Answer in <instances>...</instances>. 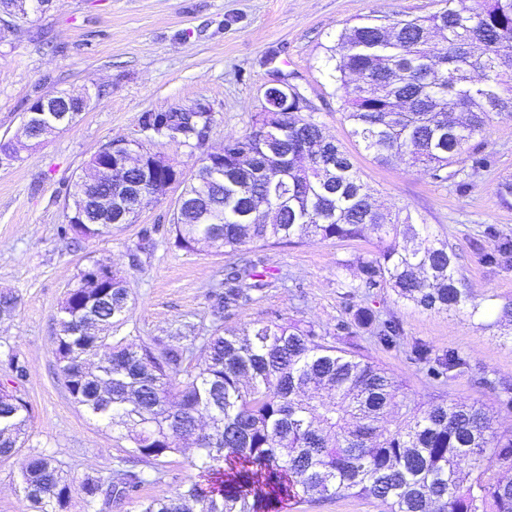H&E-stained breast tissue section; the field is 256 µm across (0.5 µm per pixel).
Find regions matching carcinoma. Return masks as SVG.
Returning a JSON list of instances; mask_svg holds the SVG:
<instances>
[{"label":"carcinoma","instance_id":"carcinoma-1","mask_svg":"<svg viewBox=\"0 0 512 512\" xmlns=\"http://www.w3.org/2000/svg\"><path fill=\"white\" fill-rule=\"evenodd\" d=\"M445 2L428 16L347 28L331 59L350 135L366 152L436 179L463 174L466 185L489 163L481 153L487 129L512 121V0ZM210 117L203 108L192 120L170 108L143 113L140 127L189 145L205 140ZM264 117L258 113L242 135L247 149H224L223 175L208 190L186 185L167 229L181 249L209 241L237 258L211 285L217 326L209 335L186 322L174 344L112 336L130 301L117 270L92 282L82 269L67 290L58 309L59 371L73 402L125 443V456L76 482L53 456L29 454L20 486L30 509L66 512L77 493L85 512H102L114 497L137 500L139 512H278L286 501L342 496L377 500L385 512H512V437L497 436L483 406L443 399L414 410L402 381L329 344L312 322L275 317L247 331L218 325L224 311L253 304L269 287L257 271L258 249L354 240L368 229L378 250L357 260L349 295L389 288L405 306L477 318L481 328L488 314L457 277L453 246L401 209L375 208L351 157L319 123L283 112L266 129ZM89 207L67 205L62 236L112 234V225L88 219ZM511 257L508 237L483 253L488 265ZM350 314L339 329L354 323L386 350L402 346L396 316L368 306ZM197 349L204 362L191 366ZM410 358L437 384L468 365L461 352L423 341L410 346ZM28 414L22 395L0 391V456L20 451ZM190 436L200 479L170 497H141L149 479L133 462L179 453ZM488 454L495 471L484 467Z\"/></svg>","mask_w":512,"mask_h":512}]
</instances>
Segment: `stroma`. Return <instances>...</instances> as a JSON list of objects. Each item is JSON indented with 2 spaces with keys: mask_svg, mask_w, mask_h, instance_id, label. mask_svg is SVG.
I'll return each instance as SVG.
<instances>
[{
  "mask_svg": "<svg viewBox=\"0 0 512 512\" xmlns=\"http://www.w3.org/2000/svg\"><path fill=\"white\" fill-rule=\"evenodd\" d=\"M443 6V0H54L45 13L0 35V142L20 136L35 99L57 92L91 96L73 126L50 131L20 160L0 169V292L18 298L13 314L0 319V352L16 353L26 366L19 380L0 365V387L18 388L31 406L21 455L0 457V512H30L19 488L22 455L51 454L78 481L111 468L125 454L111 429L71 400L57 366L58 308L81 269L102 262L126 277L132 305L120 335L173 336L187 321L203 334L213 330L210 286L223 278L229 256L203 245L177 248L153 227L172 224L199 158L244 134L261 111L269 79L266 57H274L311 101L312 119L350 155L378 203L407 209L416 222L434 225L459 254L466 288L491 314L512 304V264L481 260L482 251L496 245L484 236L485 226L512 237V209L497 197L502 177L512 174V122L490 128L486 142L494 162L462 188L400 162L376 163L350 136L332 77L330 49L345 28L372 19L425 16ZM200 101L211 108L203 144L162 146L142 138L143 113L188 109ZM137 137L145 147L166 153L179 180L151 200L135 223L116 226L111 236L62 238L68 183L102 145ZM376 249L372 234L265 247L266 265L281 284L226 314L225 326L250 328L276 315L316 322L333 345L401 379L413 406L446 398L474 402L494 415L498 434H512V408L503 403L504 387H512V341L499 325L480 329L458 314L396 304L390 289L378 290L372 308L401 321L406 345L421 340L467 356L468 370L444 385L429 382L405 349L389 352L364 330H340L349 305L363 303L347 297L343 285L355 278L358 259ZM195 456L189 446L177 455L142 461L151 478L145 495L171 496L197 480Z\"/></svg>",
  "mask_w": 512,
  "mask_h": 512,
  "instance_id": "stroma-1",
  "label": "stroma"
}]
</instances>
